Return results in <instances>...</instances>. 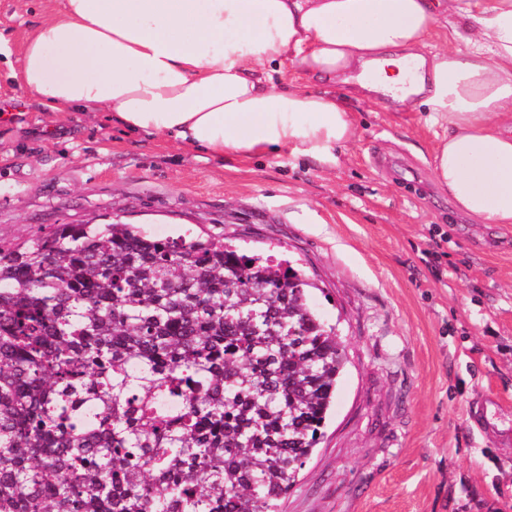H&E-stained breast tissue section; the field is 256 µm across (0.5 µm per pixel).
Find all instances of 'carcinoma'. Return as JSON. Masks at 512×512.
I'll return each instance as SVG.
<instances>
[{"mask_svg": "<svg viewBox=\"0 0 512 512\" xmlns=\"http://www.w3.org/2000/svg\"><path fill=\"white\" fill-rule=\"evenodd\" d=\"M346 361L298 269L220 238L0 245V512H278Z\"/></svg>", "mask_w": 512, "mask_h": 512, "instance_id": "1", "label": "carcinoma"}]
</instances>
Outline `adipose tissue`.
<instances>
[{
  "instance_id": "adipose-tissue-1",
  "label": "adipose tissue",
  "mask_w": 512,
  "mask_h": 512,
  "mask_svg": "<svg viewBox=\"0 0 512 512\" xmlns=\"http://www.w3.org/2000/svg\"><path fill=\"white\" fill-rule=\"evenodd\" d=\"M442 16L455 45L439 50ZM287 63L425 107L438 186L479 223L512 224V0H57L12 76L52 119L104 109L182 149L333 170L354 114L329 88L272 85Z\"/></svg>"
}]
</instances>
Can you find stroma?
Returning <instances> with one entry per match:
<instances>
[{
    "label": "stroma",
    "mask_w": 512,
    "mask_h": 512,
    "mask_svg": "<svg viewBox=\"0 0 512 512\" xmlns=\"http://www.w3.org/2000/svg\"><path fill=\"white\" fill-rule=\"evenodd\" d=\"M54 8L0 0V244L123 223L290 260L348 362L280 512H512V225L476 223L437 185L427 113L350 100L330 172L182 150L103 111L49 125L11 69ZM483 392L505 404L489 436L469 422Z\"/></svg>",
    "instance_id": "stroma-1"
}]
</instances>
